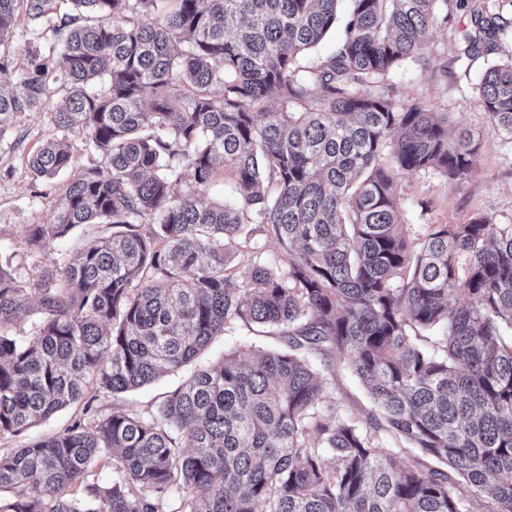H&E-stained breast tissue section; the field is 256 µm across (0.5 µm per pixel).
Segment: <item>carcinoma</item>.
<instances>
[{
	"label": "carcinoma",
	"instance_id": "1",
	"mask_svg": "<svg viewBox=\"0 0 512 512\" xmlns=\"http://www.w3.org/2000/svg\"><path fill=\"white\" fill-rule=\"evenodd\" d=\"M50 2L0 0V123L65 85L60 136L28 165L56 177L81 129L106 170L71 179L26 242L112 233L33 290L0 265V437L83 403L64 430L0 452V512H162L174 496L172 512H512V224L404 234L401 176L466 179L480 136L392 86L454 9L472 23L457 59L493 50L488 0H349L342 17L339 0H65L56 15ZM20 4L43 42L18 70ZM336 28L335 50L309 57ZM479 94L512 136V56ZM228 173L237 200L202 205ZM252 224L280 266L240 239ZM31 315L20 341L12 327ZM236 321L276 328L284 348L192 367ZM333 355L371 395L365 428L311 364ZM189 366L155 413L93 408ZM383 433L420 458L400 466ZM101 456L108 484L88 480Z\"/></svg>",
	"mask_w": 512,
	"mask_h": 512
}]
</instances>
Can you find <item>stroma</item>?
Here are the masks:
<instances>
[{
  "mask_svg": "<svg viewBox=\"0 0 512 512\" xmlns=\"http://www.w3.org/2000/svg\"><path fill=\"white\" fill-rule=\"evenodd\" d=\"M501 14L508 24L498 32L493 52L458 59L455 31L471 25L469 12L458 9L450 28L438 30L423 49L430 60L429 68L420 72L411 66L392 78L398 98L431 101L480 134L478 167L467 179L449 182L424 172L403 175L401 220L404 233L411 238L423 239L435 224H464L479 216L497 224H512V136L492 127L481 109L477 90L485 70L512 54V8L503 7ZM54 134L43 108L19 113L0 125V263H10L30 285L109 231L108 226L95 224L68 239L37 248L26 245L28 225L53 221L62 191L72 176L104 164L99 154L88 149L85 132L76 129L69 135L70 169L51 181L38 177L29 167L28 158ZM281 346V339L271 328L239 321L212 340L199 362L204 366L214 364L228 355L247 361L257 353ZM319 373L336 398L338 412L356 425L366 426L372 403L359 379L339 361L320 367ZM183 379V373H168L133 391L98 397L96 406L106 413L115 409L154 413Z\"/></svg>",
  "mask_w": 512,
  "mask_h": 512,
  "instance_id": "obj_1",
  "label": "stroma"
}]
</instances>
